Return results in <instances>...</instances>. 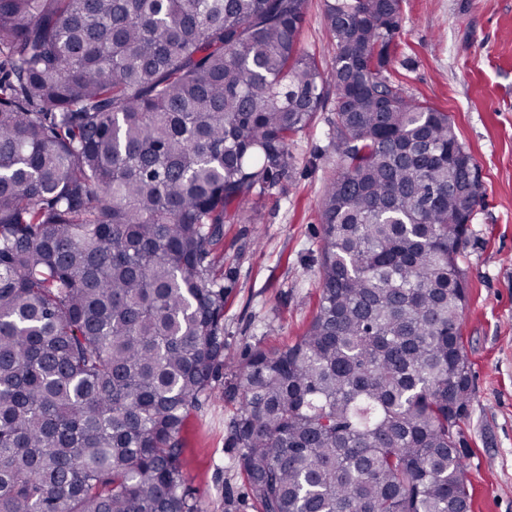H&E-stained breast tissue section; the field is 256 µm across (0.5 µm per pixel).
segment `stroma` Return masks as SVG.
<instances>
[{
    "instance_id": "obj_1",
    "label": "stroma",
    "mask_w": 512,
    "mask_h": 512,
    "mask_svg": "<svg viewBox=\"0 0 512 512\" xmlns=\"http://www.w3.org/2000/svg\"><path fill=\"white\" fill-rule=\"evenodd\" d=\"M388 70L406 94L451 115L483 199L458 256L472 394L457 440L471 512H512V0H402ZM299 45L332 66L324 0H309ZM332 102L289 145L290 176L225 225L224 345L235 357L294 344L320 300L322 192L336 169ZM236 413L224 383L180 435L184 489L197 512H256L226 439Z\"/></svg>"
}]
</instances>
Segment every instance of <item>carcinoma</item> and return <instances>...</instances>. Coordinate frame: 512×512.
<instances>
[{
	"instance_id": "1",
	"label": "carcinoma",
	"mask_w": 512,
	"mask_h": 512,
	"mask_svg": "<svg viewBox=\"0 0 512 512\" xmlns=\"http://www.w3.org/2000/svg\"><path fill=\"white\" fill-rule=\"evenodd\" d=\"M0 0V512H195L180 432L220 377L260 512H471L451 116L385 75L401 0ZM332 88L306 333L224 357V224ZM325 0H309L299 45L302 51L314 56L328 72L332 66L330 34L324 21Z\"/></svg>"
}]
</instances>
